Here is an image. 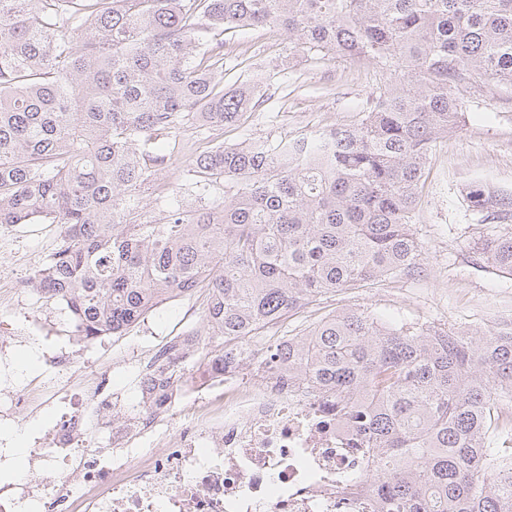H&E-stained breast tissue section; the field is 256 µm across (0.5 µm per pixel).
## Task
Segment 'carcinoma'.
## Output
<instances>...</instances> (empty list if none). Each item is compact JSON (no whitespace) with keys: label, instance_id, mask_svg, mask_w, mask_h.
<instances>
[{"label":"carcinoma","instance_id":"1","mask_svg":"<svg viewBox=\"0 0 512 512\" xmlns=\"http://www.w3.org/2000/svg\"><path fill=\"white\" fill-rule=\"evenodd\" d=\"M212 26L279 27L398 79L356 126L198 155L200 205L141 224L138 191L166 162L157 138L254 100L224 90ZM489 82L512 86V0H0V227L58 226L37 279L77 335H118L203 286L201 349L240 347L321 295L421 268L428 152L464 126L463 92ZM468 200L487 220L512 213L479 184ZM479 256L512 273V231ZM283 362L336 401L374 463L377 512H512V446L497 441L512 332L349 309L273 348L268 366Z\"/></svg>","mask_w":512,"mask_h":512}]
</instances>
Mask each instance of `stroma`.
<instances>
[{
    "label": "stroma",
    "mask_w": 512,
    "mask_h": 512,
    "mask_svg": "<svg viewBox=\"0 0 512 512\" xmlns=\"http://www.w3.org/2000/svg\"><path fill=\"white\" fill-rule=\"evenodd\" d=\"M232 54L224 60V85L236 87L261 78V102L239 113L235 122L216 129L186 124L163 137L159 149L167 162L140 193L137 220L156 224L163 217L158 198L196 195L190 170L195 158L218 144L292 139L336 127L359 124L373 104L381 74L371 65L340 57L316 56L295 47L279 28L256 27L225 33ZM464 128L440 139L429 153L419 186L415 231L425 250L421 270L343 294L324 295L262 331L257 343L267 348L279 338L300 333L320 317L352 308L390 322H438L460 328L494 325L512 310V275L479 260V239L512 228L484 221L466 200L472 183H483L494 196L512 198V87L491 85L464 95ZM13 236V250L0 252V287L9 288L19 256L39 268L54 251L58 233L52 224H27ZM203 293L159 306L123 335L108 336L90 361L108 373L107 397L116 411L128 412L138 401L135 366L170 338L200 328ZM125 361L122 369L114 361Z\"/></svg>",
    "instance_id": "obj_1"
}]
</instances>
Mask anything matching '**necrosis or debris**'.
I'll list each match as a JSON object with an SVG mask.
<instances>
[{"label": "necrosis or debris", "instance_id": "necrosis-or-debris-1", "mask_svg": "<svg viewBox=\"0 0 512 512\" xmlns=\"http://www.w3.org/2000/svg\"><path fill=\"white\" fill-rule=\"evenodd\" d=\"M194 343L183 336L140 360L143 400L118 418L107 377L84 378L72 348L43 353L36 379L0 391V426L35 423L40 461L29 480H0V512H376L370 461L287 365L252 378L216 353L149 405L157 377ZM94 430L106 447H89Z\"/></svg>", "mask_w": 512, "mask_h": 512}]
</instances>
